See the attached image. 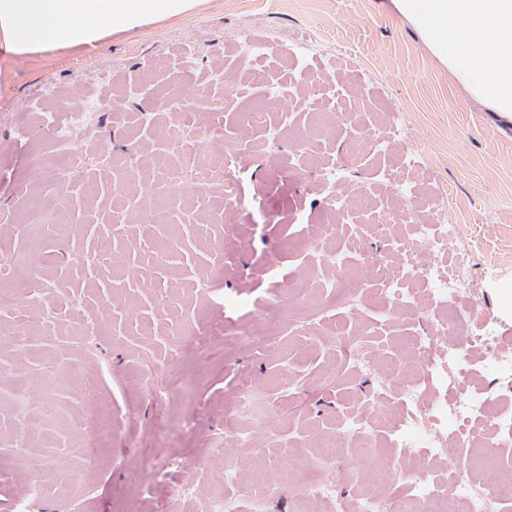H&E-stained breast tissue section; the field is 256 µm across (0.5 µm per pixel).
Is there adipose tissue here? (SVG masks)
<instances>
[{
	"label": "adipose tissue",
	"instance_id": "1",
	"mask_svg": "<svg viewBox=\"0 0 512 512\" xmlns=\"http://www.w3.org/2000/svg\"><path fill=\"white\" fill-rule=\"evenodd\" d=\"M203 0H0V50L21 58L92 46L198 10ZM455 82L512 120V0H391Z\"/></svg>",
	"mask_w": 512,
	"mask_h": 512
}]
</instances>
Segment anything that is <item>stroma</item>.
<instances>
[{
	"instance_id": "obj_1",
	"label": "stroma",
	"mask_w": 512,
	"mask_h": 512,
	"mask_svg": "<svg viewBox=\"0 0 512 512\" xmlns=\"http://www.w3.org/2000/svg\"><path fill=\"white\" fill-rule=\"evenodd\" d=\"M243 33L258 52L229 49ZM299 70L320 88L296 91ZM100 97L120 98L121 111L96 110ZM254 108L265 125L245 120ZM337 108L340 121L311 136L314 111ZM77 112L95 119L70 145L82 165L69 172L49 122ZM176 123L187 137L173 153L166 134ZM395 124L406 134L384 157L349 161L350 137ZM281 125L287 139L269 147L268 130ZM299 144L319 163L348 164L349 222L338 244L346 250L364 236L366 258L352 264L359 306L322 302L326 271L308 247L329 237L317 170L285 180L266 159L272 150L290 166ZM403 160L448 206L458 227L449 256L469 259L473 292L454 305L470 320L459 331L491 320L507 344L512 318L491 284L512 279V122L472 100L389 0H205L92 48L1 53L0 259L35 278L31 304L55 308L61 323L12 313V293L0 286V330L18 325L28 338L0 342V512L26 496L28 460L48 472L33 512H157L142 492L153 456L195 472L191 494L166 512H207L228 469L238 474L240 512H249L256 471L324 475L318 446L339 436L347 415L364 418L376 451L359 457L339 444L329 470L336 492L351 502L363 490L384 493L401 462L383 441L398 413L394 390L416 363L404 339L428 329L420 313L380 325L374 312L386 239L410 232L377 231L390 218L380 205L392 190L384 169ZM225 163L245 171L233 210L215 172ZM164 166L180 169L186 187L170 203L160 199ZM32 192L45 214L36 226L23 222ZM184 321L213 331L222 354L188 335L172 344ZM135 355L151 365L164 413L131 370ZM242 392L252 412L238 440L224 434V410ZM26 414L40 431L21 448ZM58 472L73 477L67 491Z\"/></svg>"
}]
</instances>
